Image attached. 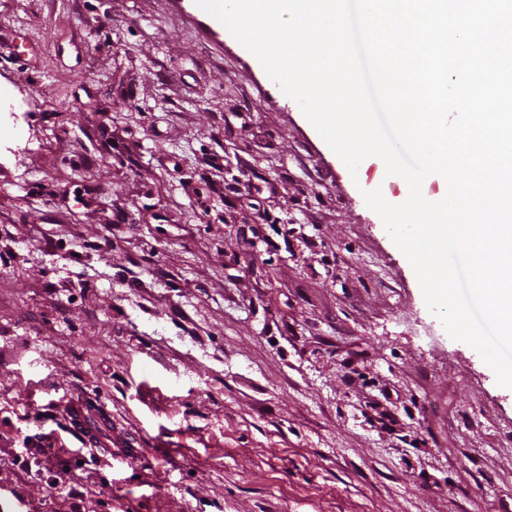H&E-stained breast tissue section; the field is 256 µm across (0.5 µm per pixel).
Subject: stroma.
Returning <instances> with one entry per match:
<instances>
[{
  "label": "stroma",
  "instance_id": "1",
  "mask_svg": "<svg viewBox=\"0 0 512 512\" xmlns=\"http://www.w3.org/2000/svg\"><path fill=\"white\" fill-rule=\"evenodd\" d=\"M0 494L34 512H512V389L189 0H0ZM136 447L112 459L69 398Z\"/></svg>",
  "mask_w": 512,
  "mask_h": 512
}]
</instances>
